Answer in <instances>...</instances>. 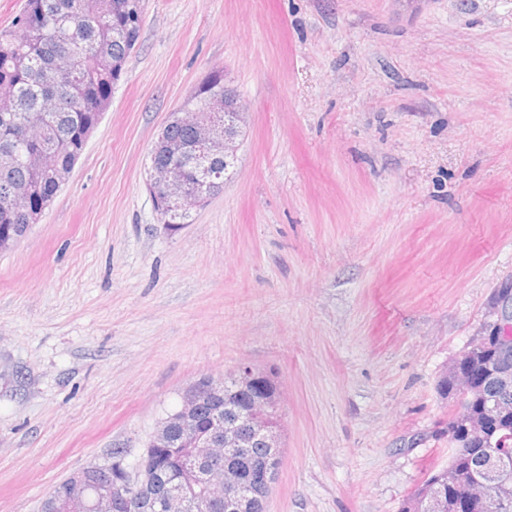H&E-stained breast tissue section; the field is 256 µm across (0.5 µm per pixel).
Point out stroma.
<instances>
[{"label": "stroma", "mask_w": 512, "mask_h": 512, "mask_svg": "<svg viewBox=\"0 0 512 512\" xmlns=\"http://www.w3.org/2000/svg\"><path fill=\"white\" fill-rule=\"evenodd\" d=\"M215 71L238 161L172 230L149 151ZM509 285L512 0H145L68 181L0 254V512L117 448L137 472L181 392L241 363L280 389L268 512H400Z\"/></svg>", "instance_id": "1"}]
</instances>
